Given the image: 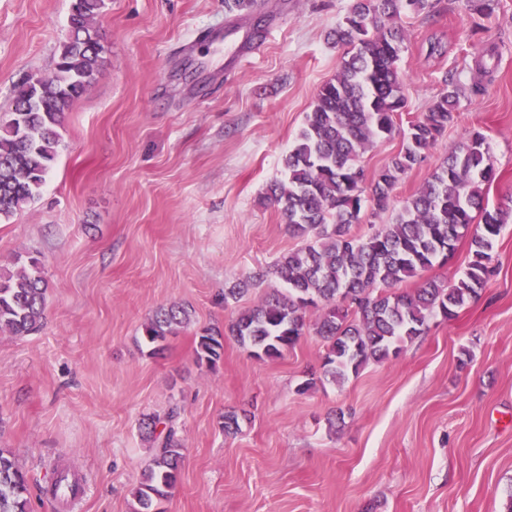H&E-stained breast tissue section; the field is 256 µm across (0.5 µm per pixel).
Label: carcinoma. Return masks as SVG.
I'll return each instance as SVG.
<instances>
[{
	"instance_id": "obj_1",
	"label": "carcinoma",
	"mask_w": 512,
	"mask_h": 512,
	"mask_svg": "<svg viewBox=\"0 0 512 512\" xmlns=\"http://www.w3.org/2000/svg\"><path fill=\"white\" fill-rule=\"evenodd\" d=\"M466 10L493 16L496 0H461ZM103 0H73L68 35L55 71L29 77L16 89L10 119L0 125V220L37 198L57 157L58 128L102 65L104 46L95 20ZM430 0H352L332 37L344 48L336 76L319 89L295 144L282 159L285 178L266 199L277 206L301 245L277 261L285 288H274L232 321L228 332L258 358L278 359L303 335L308 308L320 310L317 333L326 342L324 373L342 380L371 362L397 356L400 343L421 335L428 322L449 320L477 297L493 272V243L512 208L489 207L485 187L496 176L485 138L478 132L448 147V154L389 224L363 234L353 225L370 205L387 212L393 191L423 162L454 122L462 90L453 80L426 112L402 133V145L372 177L363 155L397 131L394 116L406 106L398 68L407 40L402 16L428 14ZM472 259L456 284L430 279L408 292L398 285L448 260L470 225ZM47 284L38 261L0 271V331L35 332L44 319ZM189 323L187 310L161 308L143 325L152 353ZM197 362L215 366L224 334L197 336ZM178 412L145 423L155 453L133 496L136 512H157L176 488L182 464ZM27 475L0 448V512H29Z\"/></svg>"
}]
</instances>
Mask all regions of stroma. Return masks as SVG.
Listing matches in <instances>:
<instances>
[{"instance_id": "35a3bbf8", "label": "stroma", "mask_w": 512, "mask_h": 512, "mask_svg": "<svg viewBox=\"0 0 512 512\" xmlns=\"http://www.w3.org/2000/svg\"><path fill=\"white\" fill-rule=\"evenodd\" d=\"M407 18L399 68L406 106L425 112L454 75V124L393 192L391 222L454 142L484 135L496 169L490 205L512 202V0L484 20L458 0ZM72 0H0V123L13 89L55 70ZM350 0H259L254 34L224 0H104L106 52L66 112L39 197L0 222V266L37 258L41 328L0 333V448L29 478L30 512H61L44 490L59 462L88 484L77 512H135L154 455L139 426L178 407L181 480L159 512H506L512 502V219L480 296L405 342L396 358L323 376L319 312L296 346L258 359L232 337L216 367L195 338L224 329L280 287L296 248L267 186L282 176L342 49L328 32ZM440 37L447 51L428 56ZM248 282L241 298L224 291ZM189 324L151 354L141 335L161 306ZM315 378V388L298 386ZM241 429L225 435V413Z\"/></svg>"}]
</instances>
